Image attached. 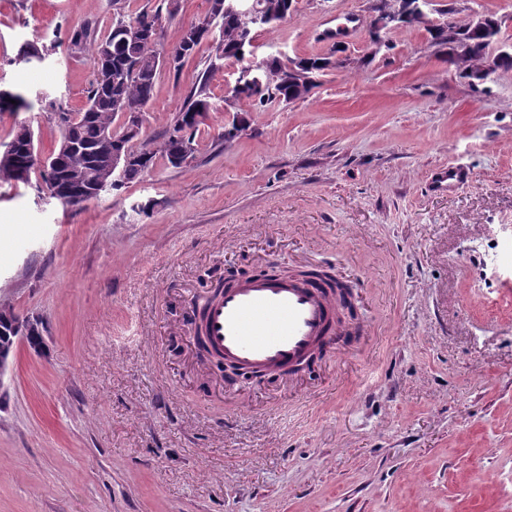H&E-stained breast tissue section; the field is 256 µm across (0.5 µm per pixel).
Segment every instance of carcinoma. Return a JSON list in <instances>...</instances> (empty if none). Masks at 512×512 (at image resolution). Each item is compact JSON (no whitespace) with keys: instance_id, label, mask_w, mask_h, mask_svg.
<instances>
[{"instance_id":"carcinoma-1","label":"carcinoma","mask_w":512,"mask_h":512,"mask_svg":"<svg viewBox=\"0 0 512 512\" xmlns=\"http://www.w3.org/2000/svg\"><path fill=\"white\" fill-rule=\"evenodd\" d=\"M219 28V43L224 58L240 60L251 53L253 32L245 31L244 23L236 15L225 13L216 20L210 14L182 29L177 44L172 48V64L168 68L178 72L200 43ZM471 32V27L443 23L431 31L433 42L444 45L448 40ZM88 28L73 31L70 43L75 49L89 48L93 71L97 78L90 84L85 105L79 110L81 117L61 130L60 142H69L73 149L60 156L61 184L104 189L112 183V148L122 146L137 156L130 164L121 181H133L148 172L154 164L155 150L142 146L133 148L131 142L140 131L130 132L125 126H114L124 108L144 107L154 96L161 68V34L157 17L141 12L134 17L121 18L102 38L87 43ZM271 75L272 83L263 88L244 85L234 90L233 99H254L259 103L284 102L304 98L309 90H300L297 84L288 83V70L278 58L263 61ZM211 108L206 82L196 88L193 98L178 113L173 129L165 131L161 152L167 160L182 153L183 143L178 132L195 138L197 127L184 125L185 115L190 112H208ZM11 149L0 153V175L19 181L34 169L38 153L34 133L26 124L18 125L12 134Z\"/></svg>"}]
</instances>
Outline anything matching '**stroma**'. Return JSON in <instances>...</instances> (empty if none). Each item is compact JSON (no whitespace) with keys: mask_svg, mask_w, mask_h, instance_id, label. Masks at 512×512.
Returning <instances> with one entry per match:
<instances>
[{"mask_svg":"<svg viewBox=\"0 0 512 512\" xmlns=\"http://www.w3.org/2000/svg\"><path fill=\"white\" fill-rule=\"evenodd\" d=\"M375 0H296L254 32V59L332 55L291 104L236 101L243 62L203 41L162 70L139 144L159 146L201 75L213 109L191 161L156 155L140 179L82 208L43 171L0 178V311L41 323L0 382V512H512V70L474 84L425 25L370 32ZM157 15L164 50L205 0H129ZM492 12L512 43V0H433L436 23ZM356 28L325 39L328 22ZM112 0H0V143L30 126L60 140L50 97L78 111ZM55 44L19 60L23 44ZM247 122L224 136L235 115ZM459 182L439 191L434 173ZM150 204L149 214L138 204ZM347 282L363 336L292 379L226 378L199 354L192 308L267 260Z\"/></svg>","mask_w":512,"mask_h":512,"instance_id":"obj_1","label":"stroma"}]
</instances>
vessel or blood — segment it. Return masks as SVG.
I'll list each match as a JSON object with an SVG mask.
<instances>
[{
	"instance_id": "vessel-or-blood-1",
	"label": "vessel or blood",
	"mask_w": 512,
	"mask_h": 512,
	"mask_svg": "<svg viewBox=\"0 0 512 512\" xmlns=\"http://www.w3.org/2000/svg\"><path fill=\"white\" fill-rule=\"evenodd\" d=\"M339 302L326 282H288L260 270L229 282L198 310L210 352L245 372L279 375L339 349Z\"/></svg>"
}]
</instances>
